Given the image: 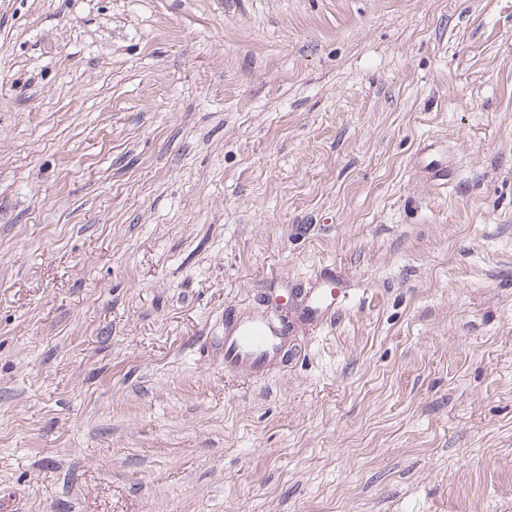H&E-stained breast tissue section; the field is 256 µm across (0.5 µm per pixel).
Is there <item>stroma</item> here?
<instances>
[{"label":"stroma","mask_w":512,"mask_h":512,"mask_svg":"<svg viewBox=\"0 0 512 512\" xmlns=\"http://www.w3.org/2000/svg\"><path fill=\"white\" fill-rule=\"evenodd\" d=\"M0 512H512V0H0ZM330 282L328 279L322 286L313 289L308 299L307 316L321 324L331 323L343 307L342 299L336 296L335 289L324 288L330 286ZM288 338V325L265 316L224 320V368L245 367L257 377L277 360Z\"/></svg>","instance_id":"stroma-1"}]
</instances>
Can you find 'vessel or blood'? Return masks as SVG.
I'll return each instance as SVG.
<instances>
[{"mask_svg":"<svg viewBox=\"0 0 512 512\" xmlns=\"http://www.w3.org/2000/svg\"><path fill=\"white\" fill-rule=\"evenodd\" d=\"M342 304L335 292L327 288L313 289L306 313L321 324L333 321ZM288 338V327L264 316L224 324V367L231 370L244 367L257 377L277 360Z\"/></svg>","mask_w":512,"mask_h":512,"instance_id":"vessel-or-blood-1","label":"vessel or blood"}]
</instances>
